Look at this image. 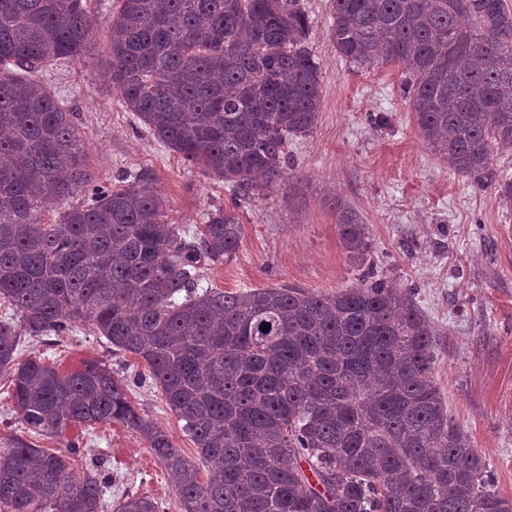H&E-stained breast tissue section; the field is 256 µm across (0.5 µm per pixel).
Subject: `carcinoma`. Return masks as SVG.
I'll return each mask as SVG.
<instances>
[{
	"label": "carcinoma",
	"instance_id": "carcinoma-1",
	"mask_svg": "<svg viewBox=\"0 0 512 512\" xmlns=\"http://www.w3.org/2000/svg\"><path fill=\"white\" fill-rule=\"evenodd\" d=\"M300 0H121L106 21L108 75L155 138L246 199L282 186L288 139L321 111L320 69ZM331 41L357 67L403 68L427 148L512 207L493 166L512 147V9L505 0H330ZM87 0H0V375L34 434L118 423L171 475L182 512H512L489 461L448 417L432 379L438 333L409 295L374 279L333 294L304 288L199 290L243 234L220 208L199 233L166 220L153 172L111 189L84 138L39 79L91 50ZM51 224L42 216L75 196ZM353 262L366 225L338 210ZM88 326L144 364L199 461L97 360L61 372L20 359L21 337ZM18 434L0 441V512H105L101 462ZM208 478H200L201 470ZM115 512H164L126 495Z\"/></svg>",
	"mask_w": 512,
	"mask_h": 512
}]
</instances>
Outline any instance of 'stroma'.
<instances>
[{
  "label": "stroma",
  "instance_id": "35a3bbf8",
  "mask_svg": "<svg viewBox=\"0 0 512 512\" xmlns=\"http://www.w3.org/2000/svg\"><path fill=\"white\" fill-rule=\"evenodd\" d=\"M307 42L320 67L322 108L316 126L288 141L286 185L233 205L224 183L187 167L158 141L113 92L108 48L97 31L86 58L44 69L45 85L77 114L88 162L100 185L147 168L166 202L167 220L186 232L208 213L236 207L243 225L234 260L207 267L200 288L238 291L293 285L333 293L385 280L412 291L440 333L433 380L454 422L490 462L496 487L512 498V208L494 191H478L442 165L422 142L402 92L401 68L355 67L330 40V0H301ZM384 115L381 124L373 123ZM355 210L371 243L365 264L352 262L336 228L337 207ZM25 354L43 353L64 369L97 359L131 379L133 404L188 458L197 450L150 380L138 379L132 358L89 327L61 338L22 337ZM82 441L112 477L106 497L147 495L165 512L182 505L144 438L120 424L72 426L35 435L42 448Z\"/></svg>",
  "mask_w": 512,
  "mask_h": 512
}]
</instances>
